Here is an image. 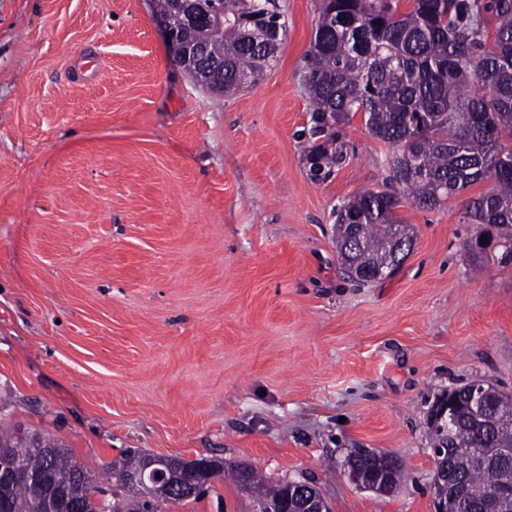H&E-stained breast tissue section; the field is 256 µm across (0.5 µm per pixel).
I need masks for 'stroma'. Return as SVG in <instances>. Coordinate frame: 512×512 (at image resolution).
I'll list each match as a JSON object with an SVG mask.
<instances>
[{
	"instance_id": "obj_1",
	"label": "stroma",
	"mask_w": 512,
	"mask_h": 512,
	"mask_svg": "<svg viewBox=\"0 0 512 512\" xmlns=\"http://www.w3.org/2000/svg\"><path fill=\"white\" fill-rule=\"evenodd\" d=\"M257 85L224 96L177 65L151 0H0V427L104 469L129 449L309 482L331 512H434L437 395L512 394V256L474 270L469 198L404 204L415 245L351 281L335 211L386 175L362 115L313 181L306 57L319 0H279ZM397 456L403 484H353L347 456ZM196 512H250L231 478Z\"/></svg>"
}]
</instances>
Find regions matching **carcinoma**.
Wrapping results in <instances>:
<instances>
[{"mask_svg": "<svg viewBox=\"0 0 512 512\" xmlns=\"http://www.w3.org/2000/svg\"><path fill=\"white\" fill-rule=\"evenodd\" d=\"M155 13L171 19L185 48L209 50L200 58L209 73L204 86L232 94L257 83L276 59L286 21L274 0H154ZM407 8L400 9V3ZM493 19L489 36L485 15ZM308 92L313 110L304 157L330 174L346 160L340 125L363 115L370 135L393 148L389 174L336 209L337 257L357 267L356 280H377L398 244L414 231L396 218L406 203L434 209L485 178L488 192L468 200L467 224L504 229L479 248L472 261L512 244V0H320L319 21L308 51ZM362 235L355 253L343 251L353 230ZM469 385L456 390L454 422L448 425V465L461 484L443 486L448 512H490L489 494L512 484V464L477 465L469 449L485 452L512 439V396L492 389L488 426L471 419ZM148 452L134 449L107 467L112 496L92 468L69 449L39 434H0V462H15L28 477L0 490V512H170L199 500L221 476L201 468L204 459L167 457L173 483L163 482L150 499L131 486ZM358 467L371 475L393 470L392 487L404 469L392 456L374 452ZM239 483L248 498L284 499L288 482L271 483L251 467Z\"/></svg>", "mask_w": 512, "mask_h": 512, "instance_id": "carcinoma-1", "label": "carcinoma"}]
</instances>
